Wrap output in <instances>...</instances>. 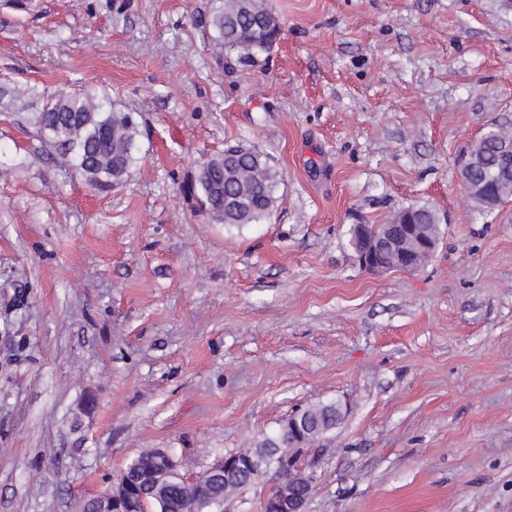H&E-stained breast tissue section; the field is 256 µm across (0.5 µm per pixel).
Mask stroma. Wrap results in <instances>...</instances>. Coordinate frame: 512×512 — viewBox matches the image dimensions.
I'll list each match as a JSON object with an SVG mask.
<instances>
[{
  "label": "stroma",
  "mask_w": 512,
  "mask_h": 512,
  "mask_svg": "<svg viewBox=\"0 0 512 512\" xmlns=\"http://www.w3.org/2000/svg\"><path fill=\"white\" fill-rule=\"evenodd\" d=\"M219 3L0 5V512H78L147 450L202 474L331 400L308 512H512V200L457 171L512 126V7L266 0L278 41L228 65ZM83 86L141 131L109 191L35 122ZM236 146L282 174L259 224L182 191ZM411 205L440 217L433 256L363 269L351 227Z\"/></svg>",
  "instance_id": "stroma-1"
}]
</instances>
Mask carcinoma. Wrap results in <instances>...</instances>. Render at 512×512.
Wrapping results in <instances>:
<instances>
[{"instance_id":"1","label":"carcinoma","mask_w":512,"mask_h":512,"mask_svg":"<svg viewBox=\"0 0 512 512\" xmlns=\"http://www.w3.org/2000/svg\"><path fill=\"white\" fill-rule=\"evenodd\" d=\"M208 27L220 56L244 65L269 51L281 29L278 17L265 0H220ZM36 123L58 154L95 189H109L119 183L137 159L139 129L132 113L116 107L107 95L95 90L60 92L38 113ZM511 147L512 132L499 126L475 142L471 178L484 186L485 195H475V201L485 208L512 197V175L503 177L504 155ZM280 183L281 174L266 155L237 147L211 155L207 171L197 182L183 184V190L204 198L206 218L212 223L256 224L274 211ZM229 192L241 195L240 206L232 212L224 210V195ZM405 212L420 224L418 232L438 242L439 216L435 210L423 205L409 206ZM300 414L310 430V444L328 439L338 423L334 401L321 402ZM290 441L288 431L281 429L240 455L255 454L264 448L286 455ZM155 467L153 452L145 451L128 462L125 478L135 484ZM252 483L246 473L229 478L216 488L207 487L201 479L194 484L172 479L159 496L149 500L152 512H210L212 496L226 498Z\"/></svg>"}]
</instances>
